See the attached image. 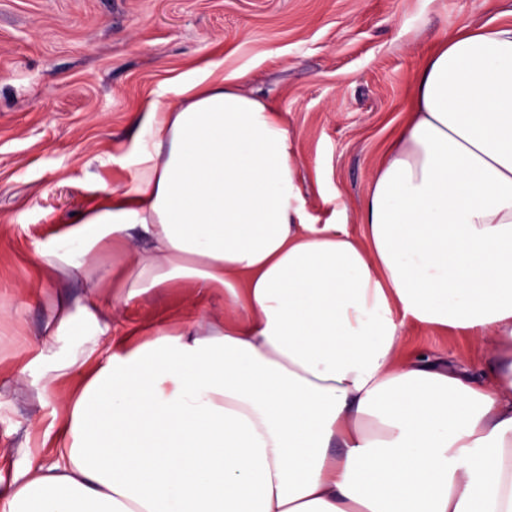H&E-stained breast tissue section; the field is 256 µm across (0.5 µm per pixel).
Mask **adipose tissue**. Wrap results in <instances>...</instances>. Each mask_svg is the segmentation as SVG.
<instances>
[{"label":"adipose tissue","mask_w":512,"mask_h":512,"mask_svg":"<svg viewBox=\"0 0 512 512\" xmlns=\"http://www.w3.org/2000/svg\"><path fill=\"white\" fill-rule=\"evenodd\" d=\"M133 123L125 185L35 249L43 284L88 294L24 342L32 385L84 374L0 512H512V23L434 42L356 232L310 223L288 126L243 73ZM173 281L194 290L178 330L117 328ZM410 321L479 340L490 384L405 355Z\"/></svg>","instance_id":"adipose-tissue-1"}]
</instances>
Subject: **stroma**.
<instances>
[{
	"instance_id": "stroma-1",
	"label": "stroma",
	"mask_w": 512,
	"mask_h": 512,
	"mask_svg": "<svg viewBox=\"0 0 512 512\" xmlns=\"http://www.w3.org/2000/svg\"><path fill=\"white\" fill-rule=\"evenodd\" d=\"M512 20V0H0V478L29 460L31 424L49 426L81 369L43 397L20 372L21 338H39L52 298H83L81 279L30 297L37 242L79 220L115 159L132 113L173 100L222 64L282 114L314 224L357 228L361 202L407 120L432 43L460 26ZM189 288L151 290L123 319L178 328ZM404 353L478 364L485 350L453 330L407 324Z\"/></svg>"
}]
</instances>
